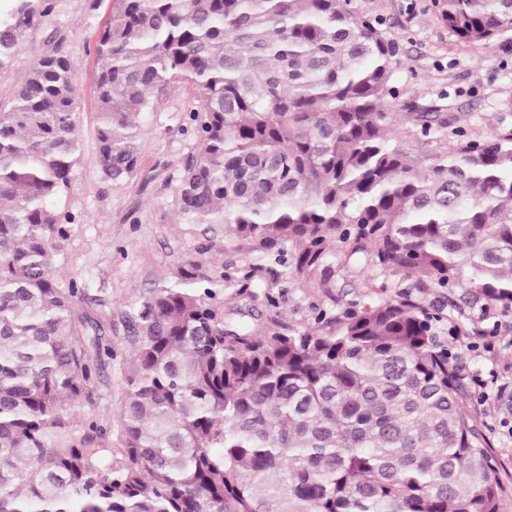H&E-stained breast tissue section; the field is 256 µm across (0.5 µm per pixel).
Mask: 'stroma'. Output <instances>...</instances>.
<instances>
[{"label": "stroma", "instance_id": "obj_1", "mask_svg": "<svg viewBox=\"0 0 512 512\" xmlns=\"http://www.w3.org/2000/svg\"><path fill=\"white\" fill-rule=\"evenodd\" d=\"M365 12L382 16L397 35L398 52L390 83L395 91L391 111L419 112L439 106L451 126L468 137L484 139L512 129V31L479 44H464L441 22L432 0H355ZM113 0H52L48 15L34 19L21 32L13 57L0 69V105L8 106L13 92L42 58L63 49L78 75L81 101L80 147L72 179L53 208L73 218L54 266L61 280H76L85 290L83 311L98 320L102 344L111 346L104 359L92 401L78 418L113 421L124 392V369L131 356L126 341L128 317L141 296L155 284L176 279L191 264L209 276L228 275L214 304L224 308L232 295L250 305L245 320H270L301 327L314 323L320 311L339 313L375 294L369 283L397 291V278L374 275L360 256L336 258L333 288L323 294L318 275L292 277L279 267L274 290L276 306L259 299L265 280L244 281L255 254L251 244L225 233L223 227L185 223L173 201L183 163L194 149L188 113L198 100L191 86L179 84L155 92L153 111L139 116V166L133 178L115 183L97 165V109L94 80L101 66L94 52L99 30L109 19ZM247 296H240V289ZM257 294L250 302L249 294ZM458 316L474 333L453 341L469 387L465 404L487 424L493 453L512 471V429L500 426L494 391L512 382V309L486 298H470L456 289Z\"/></svg>", "mask_w": 512, "mask_h": 512}]
</instances>
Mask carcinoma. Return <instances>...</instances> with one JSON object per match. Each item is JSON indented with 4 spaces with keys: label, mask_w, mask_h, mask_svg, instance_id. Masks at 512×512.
Listing matches in <instances>:
<instances>
[{
    "label": "carcinoma",
    "mask_w": 512,
    "mask_h": 512,
    "mask_svg": "<svg viewBox=\"0 0 512 512\" xmlns=\"http://www.w3.org/2000/svg\"><path fill=\"white\" fill-rule=\"evenodd\" d=\"M460 41L512 30V0H434ZM50 10L21 0L0 31ZM395 34L353 0H115L98 32L97 163L138 167L137 118L187 83L195 149L174 189L191 224L254 245L249 280L346 257L412 282L295 328L216 309L192 267L144 295L116 421L74 423L102 356L76 281L51 274L68 217L50 201L79 149L76 71L57 50L0 109V512H501L505 486L448 338L467 283L512 305V130L482 140L434 108L386 107ZM438 150L413 161L406 144ZM370 249H364V244ZM512 422V385L498 388Z\"/></svg>",
    "instance_id": "cac0c4a2"
}]
</instances>
